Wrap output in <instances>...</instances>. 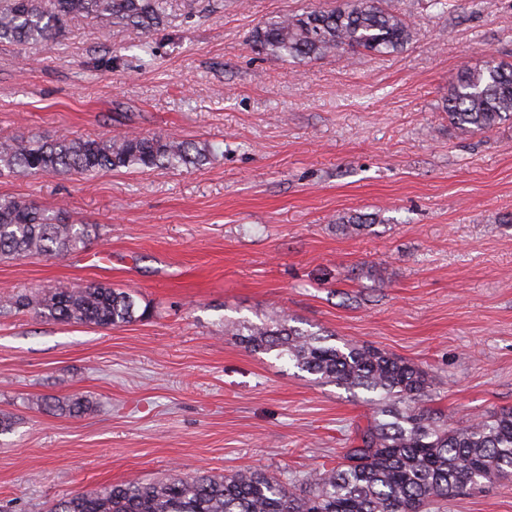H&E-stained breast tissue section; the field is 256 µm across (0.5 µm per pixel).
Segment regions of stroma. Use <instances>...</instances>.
<instances>
[{
	"mask_svg": "<svg viewBox=\"0 0 512 512\" xmlns=\"http://www.w3.org/2000/svg\"><path fill=\"white\" fill-rule=\"evenodd\" d=\"M390 2L415 27L393 55L250 49L262 22L328 0H167L151 36L75 18L59 40L0 44V140L135 130L210 150L178 171H0V198L100 227L65 256L0 261V296L99 283L149 309L108 329L0 314V512L131 478L298 485L335 466L370 393L249 351L234 322L285 314L385 350L428 373L454 424L512 409V120L462 134L443 110L460 67L512 62V0ZM75 394L79 418L41 404ZM431 512H512V482Z\"/></svg>",
	"mask_w": 512,
	"mask_h": 512,
	"instance_id": "stroma-1",
	"label": "stroma"
}]
</instances>
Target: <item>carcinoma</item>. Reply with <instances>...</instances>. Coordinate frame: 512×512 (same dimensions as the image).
Masks as SVG:
<instances>
[{
	"label": "carcinoma",
	"mask_w": 512,
	"mask_h": 512,
	"mask_svg": "<svg viewBox=\"0 0 512 512\" xmlns=\"http://www.w3.org/2000/svg\"><path fill=\"white\" fill-rule=\"evenodd\" d=\"M75 17L102 30L131 26L149 34L165 26L164 0H0V43L56 38ZM412 37L410 24L388 0H342L267 22L255 28L249 44L282 61L304 62L335 50L392 55ZM444 109L464 134L486 133L511 118L512 63L495 59L460 69ZM208 157L205 146L140 132L0 141V170L23 175L177 170ZM97 237L99 225L75 224L62 208L0 198V259L57 257ZM30 307L47 320L97 327L121 326L147 314L133 294L95 283L35 301L17 295L0 302L1 309ZM232 335L252 352H273L321 379L375 394L373 414L356 428L341 462L311 475L306 489L258 469L161 482L133 479L63 497L52 512H422L468 487L512 479L511 409L452 426L426 407L430 385L424 369L364 342L333 345L328 335L289 325L286 315L262 325H234ZM56 408L80 417L89 400L76 396Z\"/></svg>",
	"instance_id": "carcinoma-1"
}]
</instances>
